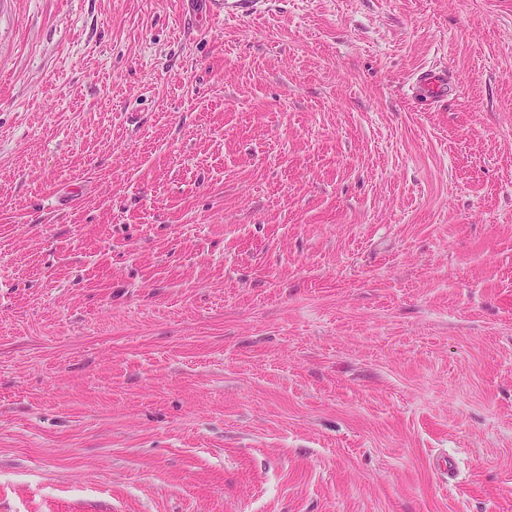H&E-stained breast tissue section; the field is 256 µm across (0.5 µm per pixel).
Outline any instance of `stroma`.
Instances as JSON below:
<instances>
[{
    "label": "stroma",
    "instance_id": "stroma-1",
    "mask_svg": "<svg viewBox=\"0 0 512 512\" xmlns=\"http://www.w3.org/2000/svg\"><path fill=\"white\" fill-rule=\"evenodd\" d=\"M207 3L0 0V512H512V0Z\"/></svg>",
    "mask_w": 512,
    "mask_h": 512
}]
</instances>
